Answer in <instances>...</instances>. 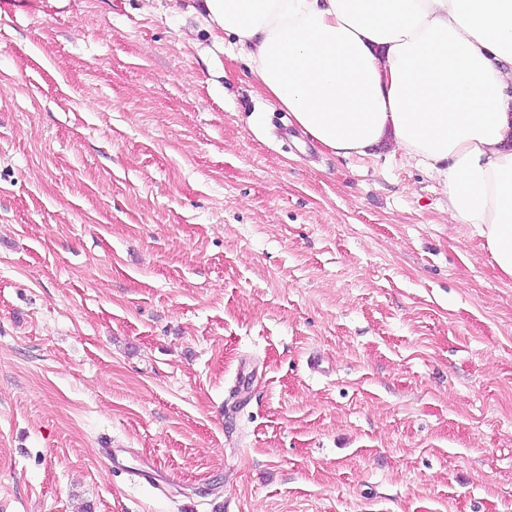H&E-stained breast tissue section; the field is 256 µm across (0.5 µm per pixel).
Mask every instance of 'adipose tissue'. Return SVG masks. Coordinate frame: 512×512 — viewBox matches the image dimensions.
<instances>
[{
    "instance_id": "adipose-tissue-1",
    "label": "adipose tissue",
    "mask_w": 512,
    "mask_h": 512,
    "mask_svg": "<svg viewBox=\"0 0 512 512\" xmlns=\"http://www.w3.org/2000/svg\"><path fill=\"white\" fill-rule=\"evenodd\" d=\"M259 94L324 150L441 178L512 279V0H204Z\"/></svg>"
}]
</instances>
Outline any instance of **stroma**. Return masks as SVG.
Listing matches in <instances>:
<instances>
[{"mask_svg":"<svg viewBox=\"0 0 512 512\" xmlns=\"http://www.w3.org/2000/svg\"><path fill=\"white\" fill-rule=\"evenodd\" d=\"M214 28L0 12V512H512V281L437 177L280 134Z\"/></svg>","mask_w":512,"mask_h":512,"instance_id":"obj_1","label":"stroma"}]
</instances>
